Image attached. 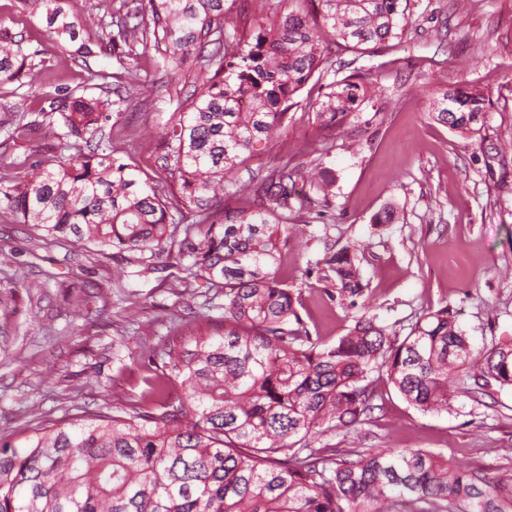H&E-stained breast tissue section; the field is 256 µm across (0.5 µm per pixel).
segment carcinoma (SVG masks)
Returning <instances> with one entry per match:
<instances>
[{"label": "carcinoma", "instance_id": "obj_1", "mask_svg": "<svg viewBox=\"0 0 512 512\" xmlns=\"http://www.w3.org/2000/svg\"><path fill=\"white\" fill-rule=\"evenodd\" d=\"M253 15L224 0H146L142 11L96 19L119 64L155 49L176 71L189 63L198 82L188 96L167 92L174 109L161 125V167L177 181L165 194L114 157L110 138L70 153L73 137L96 133L128 98L105 92L71 98L38 124L59 154L16 183L0 203L24 224L100 248L160 256L183 229L188 270L224 294V331L164 343L163 367L118 414H99L36 430L21 449L0 450V512H512V482L482 465L455 467L422 448H317L327 432L352 433L374 404L384 374L409 405L446 412L448 372L465 374L481 404L512 388V342L474 358L447 307L411 331L361 317L329 344L313 338L299 296L277 279V235L294 211L295 185L310 205H325L336 178L289 158L246 182L229 175L288 132L295 96L336 72L342 50H367L403 32L401 0H249ZM21 12H46L58 40L74 39L57 0H18ZM250 20V35L240 20ZM23 39L0 31V83L34 79ZM362 75L325 85L310 105L329 133L359 117ZM489 97L457 85L439 92L430 119L461 134L478 132ZM59 118H54L53 114ZM248 198L229 211L224 200ZM349 306L364 294L358 256L346 247L322 259Z\"/></svg>", "mask_w": 512, "mask_h": 512}]
</instances>
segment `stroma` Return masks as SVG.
<instances>
[{
    "label": "stroma",
    "mask_w": 512,
    "mask_h": 512,
    "mask_svg": "<svg viewBox=\"0 0 512 512\" xmlns=\"http://www.w3.org/2000/svg\"><path fill=\"white\" fill-rule=\"evenodd\" d=\"M402 39L372 53L342 52L341 75L360 71L378 87L359 119L321 138L304 110H295L284 139L255 153L247 169H269L284 154L322 148L336 176L324 216L294 214L280 233L279 280L299 292L311 336L333 343L361 317L408 334L427 312L456 314L474 351L512 340V147L498 134L512 127V0H407ZM0 26L35 51L33 84H0V109L20 108L27 122L74 94L100 93L98 75L132 95L103 125L122 161L139 176L169 187L158 161L160 127L170 106L166 87H191L195 70L158 67L145 55L118 65L108 43L95 56L73 58L89 33L66 50L45 14L20 13L0 0ZM481 89L491 100L486 125L463 135L428 117L436 94L452 85ZM49 141L0 132V184L52 159ZM394 203L399 219L372 218ZM344 246L362 247L368 288L357 307L336 296L321 260ZM178 252L139 259L98 251L74 238L43 237L0 207V447L24 446L40 428L88 419L124 407L160 369L163 341L201 328L202 316L222 326L224 297L200 288ZM450 411L422 413L386 379L376 383L380 408L363 437L326 434L340 448H423L462 465L481 464L512 479V389L480 405L448 382Z\"/></svg>",
    "instance_id": "obj_1"
}]
</instances>
